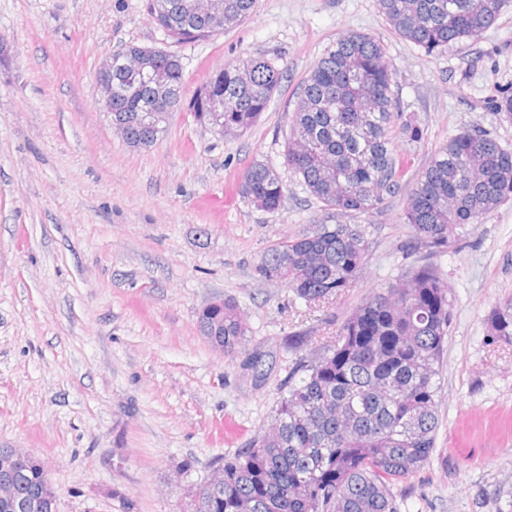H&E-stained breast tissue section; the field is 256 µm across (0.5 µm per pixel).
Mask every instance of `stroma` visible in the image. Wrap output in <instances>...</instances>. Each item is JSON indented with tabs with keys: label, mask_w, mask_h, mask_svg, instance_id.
I'll list each match as a JSON object with an SVG mask.
<instances>
[{
	"label": "stroma",
	"mask_w": 512,
	"mask_h": 512,
	"mask_svg": "<svg viewBox=\"0 0 512 512\" xmlns=\"http://www.w3.org/2000/svg\"><path fill=\"white\" fill-rule=\"evenodd\" d=\"M147 5L0 0V448L41 461L58 512H180L185 480L266 425L297 358L289 336H311L304 353H317L365 297L418 264L402 214L434 149L469 126L512 145V119L494 106L512 91V7L478 39L428 54L389 27L379 0H257L242 23L194 44L168 39ZM351 31L382 43L397 108L423 137L394 142L402 192L375 216L354 287L309 309L255 268L318 211L285 164V137L297 86ZM129 43L174 52L185 72L183 106L141 150L114 131L95 88L100 58ZM248 56L286 77L251 130L215 135L188 104L209 73ZM255 160L288 184L276 212L238 190ZM437 262L453 300L439 428L429 466L401 486L403 512H496L512 493V347L489 343L485 318L512 297V199ZM224 299L247 328L229 358L198 328Z\"/></svg>",
	"instance_id": "obj_1"
}]
</instances>
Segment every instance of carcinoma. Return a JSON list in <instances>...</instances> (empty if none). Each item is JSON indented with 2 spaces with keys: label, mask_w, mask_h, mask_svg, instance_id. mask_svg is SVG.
<instances>
[{
  "label": "carcinoma",
  "mask_w": 512,
  "mask_h": 512,
  "mask_svg": "<svg viewBox=\"0 0 512 512\" xmlns=\"http://www.w3.org/2000/svg\"><path fill=\"white\" fill-rule=\"evenodd\" d=\"M256 0H224V20L192 18L187 0H164L162 22L178 42L209 38L246 20ZM390 28L428 53L474 39L493 27L509 0H379ZM167 87L116 69L112 113L125 118V143L154 145L159 135L139 115L162 94L178 101L185 75L165 54ZM286 70L246 57L211 73L193 100L201 113L224 98V130L243 134L260 119ZM394 68L375 37L350 32L317 61L296 92L285 163L320 204L310 227L272 247L257 266L263 281L281 284L310 305L328 303L352 286L367 249L362 216L382 212L402 190L403 161L393 141L422 139L420 127L396 111ZM239 192L275 212L288 185L270 165L254 161ZM512 198V149L492 134L464 128L435 150L408 194L404 223L422 264L371 294L316 356L299 358L288 374L269 427L224 460V483L186 498L188 512H401L394 486L430 464L439 426V373L451 324L452 300L433 258L448 252L460 229L478 224ZM489 342L512 346V299L488 315ZM199 329L224 354L245 336L241 311L226 300L199 315ZM18 499L46 496L39 460L13 476Z\"/></svg>",
  "instance_id": "1"
}]
</instances>
